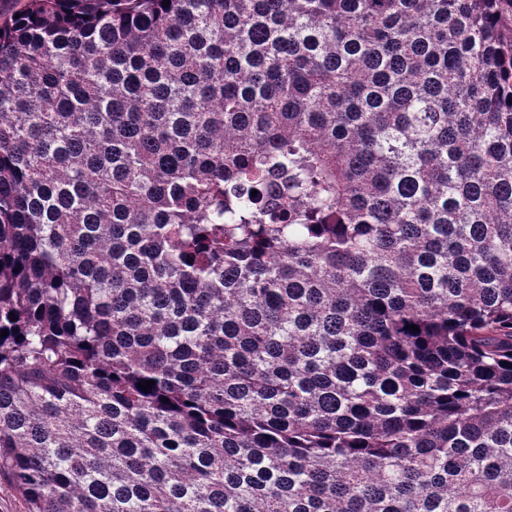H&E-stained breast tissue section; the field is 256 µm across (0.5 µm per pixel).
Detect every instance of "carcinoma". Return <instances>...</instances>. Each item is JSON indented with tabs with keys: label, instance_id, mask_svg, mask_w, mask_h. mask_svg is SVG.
I'll return each mask as SVG.
<instances>
[{
	"label": "carcinoma",
	"instance_id": "cac0c4a2",
	"mask_svg": "<svg viewBox=\"0 0 512 512\" xmlns=\"http://www.w3.org/2000/svg\"><path fill=\"white\" fill-rule=\"evenodd\" d=\"M17 15L0 479L25 512H512V0Z\"/></svg>",
	"mask_w": 512,
	"mask_h": 512
}]
</instances>
